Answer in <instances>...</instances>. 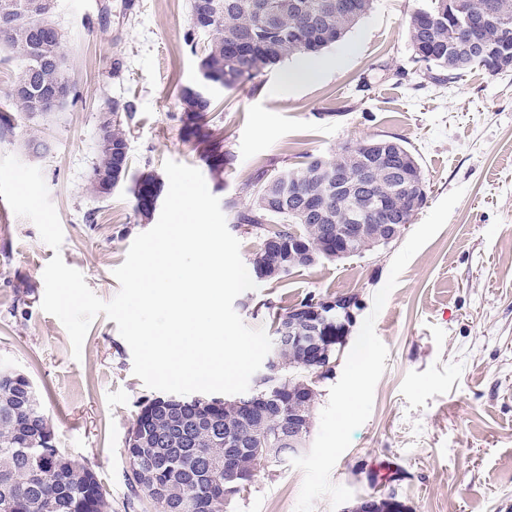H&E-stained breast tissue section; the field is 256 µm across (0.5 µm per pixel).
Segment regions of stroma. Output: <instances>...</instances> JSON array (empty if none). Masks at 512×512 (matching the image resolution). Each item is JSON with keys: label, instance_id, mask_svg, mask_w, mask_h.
<instances>
[{"label": "stroma", "instance_id": "stroma-1", "mask_svg": "<svg viewBox=\"0 0 512 512\" xmlns=\"http://www.w3.org/2000/svg\"><path fill=\"white\" fill-rule=\"evenodd\" d=\"M418 0H374L328 65L294 82L295 61L215 95L210 123L235 156L220 202H247L258 175L309 154L333 160L370 137L403 143L419 159L427 202L403 236L343 260H324L258 282L234 309L251 328L304 297L358 294L346 345L318 384L305 447L258 468L228 512H346L395 485L410 512H512V72L475 71L453 83L423 78L405 18ZM69 72L80 96L44 118L8 97L21 69L0 47V156L39 167L64 232L60 251L0 199V362L38 389L57 444L98 473L112 512L130 508L125 443L141 401L154 397L133 371L116 322H92L80 358L62 323L41 308L54 255L80 271L102 300L114 270L147 229L127 189L101 203L87 190L100 112L135 103L134 166L173 160L202 168L180 120L176 87L198 77L185 39L187 0H55ZM47 151L28 154L32 136ZM368 351L355 381L359 342ZM353 405H346L349 393Z\"/></svg>", "mask_w": 512, "mask_h": 512}]
</instances>
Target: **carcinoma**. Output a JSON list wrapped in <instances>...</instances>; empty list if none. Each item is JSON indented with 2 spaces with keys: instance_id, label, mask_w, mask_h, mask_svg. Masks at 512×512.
Masks as SVG:
<instances>
[{
  "instance_id": "carcinoma-1",
  "label": "carcinoma",
  "mask_w": 512,
  "mask_h": 512,
  "mask_svg": "<svg viewBox=\"0 0 512 512\" xmlns=\"http://www.w3.org/2000/svg\"><path fill=\"white\" fill-rule=\"evenodd\" d=\"M17 10L0 14V40L14 58L22 63V72L9 91V97L24 114L38 115L50 89L67 78L71 94L77 93V83L66 71L51 66L33 72L43 57L63 53L62 42L53 35L43 34L41 10L53 0H13ZM459 12L478 15L492 4L494 16L485 29V40L494 50L505 42L512 43V0H458ZM358 11L344 13L336 9V0H189V11L206 9L209 17L202 25L192 27L187 34L191 50L198 56V69H206L225 89H234L253 82L284 62L298 57H311L336 44L371 10L373 0H356ZM448 14V0H424L407 21L411 45H419L424 55L423 74L434 83H453L475 68L493 74L490 59L469 55L448 48L454 41L448 22L439 17ZM435 22L429 38L419 43L417 25L429 18ZM309 27L306 40L295 32ZM187 86L178 90L183 129L186 139L199 149V158L211 176L217 180L233 166L234 155L224 148V139L209 128L208 114L213 105H195L185 95ZM135 105L112 102V120L107 123L112 142L129 148L130 124L135 119ZM388 143L381 138H369L347 145L336 153L331 169H340L351 182L358 181L362 170L375 162L373 146ZM93 170L109 175L121 172L120 184L137 187L153 175L150 164L132 169L130 152L121 158L111 155L105 147L97 148ZM317 161L313 156L286 169L276 179L258 178V190L246 205L236 200L226 203L233 223L266 230L251 265L258 280H272L273 273H286L298 267L315 264L306 257L319 250V226L304 224L298 214L305 207L320 208L324 224L344 221L357 209L370 215L389 206L394 195L391 176L378 169L372 176L376 188L370 195H336V186L316 177ZM285 389L263 403L269 414L262 421H246L231 405L213 413L219 427H201L191 434L199 411L194 405L171 402L140 403L133 427L138 438L146 441L150 454L141 458L140 469L128 468L125 474L135 497L145 499L151 512H207L208 465L190 453V439L197 447L207 449L211 459L224 460L226 448H256V438L274 441L276 400L290 395L304 397V413L311 412L315 397L311 382L303 376L310 371L307 361L294 351L281 354ZM32 381L19 372L0 380V512L4 505L18 500L27 503L24 512H112V500L104 491L98 474L81 458L57 446L56 434L42 408L40 398L31 397ZM155 475L162 486L166 507L146 495L142 472Z\"/></svg>"
}]
</instances>
